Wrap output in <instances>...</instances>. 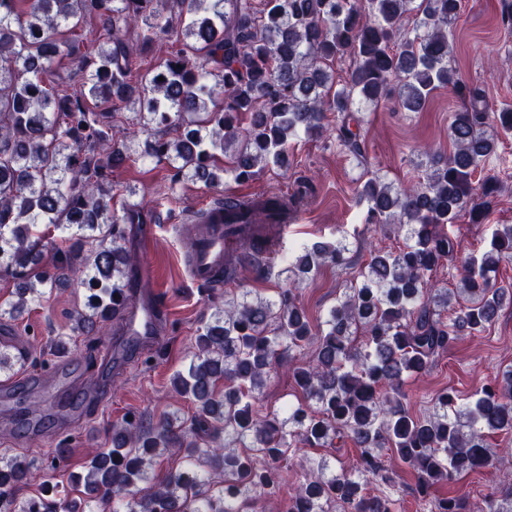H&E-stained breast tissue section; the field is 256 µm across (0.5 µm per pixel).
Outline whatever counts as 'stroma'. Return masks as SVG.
<instances>
[{"instance_id": "obj_1", "label": "stroma", "mask_w": 512, "mask_h": 512, "mask_svg": "<svg viewBox=\"0 0 512 512\" xmlns=\"http://www.w3.org/2000/svg\"><path fill=\"white\" fill-rule=\"evenodd\" d=\"M512 10V0H462L452 26L454 51L450 64L481 95L495 105H512V28L502 18ZM460 98L446 88L437 89L424 111H396L388 105L365 112L362 130L366 155L357 158L333 137L294 139L288 165L267 166L252 181L224 182L215 189L186 183L170 190L172 169L142 157L143 138L129 145L132 162L114 172L116 202H144L154 209L156 224H130L124 245L134 252L138 272L153 270L159 286L158 301L168 314L167 338L149 357H136L106 370L97 356L102 345H119L121 326L108 325L105 341L72 336L70 315L82 307L85 294L74 289L54 292L51 299L16 320L0 319V346L21 351L27 357L19 367L17 386L10 402L0 404V453L47 463L60 441L70 443L73 453L57 479L79 473L87 458L107 447L113 423L125 418L157 423L164 414H186L185 401L174 400L170 379L189 362L194 338L211 302L225 293L247 294L249 299H275L287 287L290 265L303 247L317 241L347 244L349 266L327 264L303 280L298 298L312 324L323 322L331 307L358 285V273L373 246L397 250L403 235L397 225L366 223L367 206L358 190L368 178L378 175L393 187L419 182L426 169V147L450 150L449 126ZM496 179L499 192L483 223L460 217L448 225L449 234L461 241V250L432 275L437 287L456 290L464 261L481 252L502 225H512V136L500 137L495 154L479 167L475 180ZM278 193L302 194L288 233L269 258L264 274H256L249 261L238 262L233 282L203 285L191 279L184 265V243L192 213L208 208L227 195L236 197ZM149 237L151 249L141 253L136 242ZM58 336L71 337L79 360L59 358V368L45 371L48 344ZM512 369V305L504 307L497 321L476 336L461 337L440 356L429 372L410 377L404 389L411 397L410 410L428 414L434 395L445 388L461 397ZM512 470V455L499 457L495 468L459 479L453 490L466 495L473 512H480L485 497L498 489V474ZM447 485L433 487L438 497L447 496Z\"/></svg>"}]
</instances>
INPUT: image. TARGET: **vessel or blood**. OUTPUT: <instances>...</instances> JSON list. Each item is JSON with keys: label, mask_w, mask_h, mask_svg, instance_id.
I'll list each match as a JSON object with an SVG mask.
<instances>
[{"label": "vessel or blood", "mask_w": 512, "mask_h": 512, "mask_svg": "<svg viewBox=\"0 0 512 512\" xmlns=\"http://www.w3.org/2000/svg\"><path fill=\"white\" fill-rule=\"evenodd\" d=\"M234 237L225 236L220 224L202 225L187 248L186 267L188 275L195 281H210L214 272L223 269L227 253L236 247ZM162 307L157 300L153 277H146L141 288L136 289L126 318V336L119 347L102 350L103 362L110 363L127 357L138 349L142 341L155 334Z\"/></svg>", "instance_id": "b4317fda"}]
</instances>
